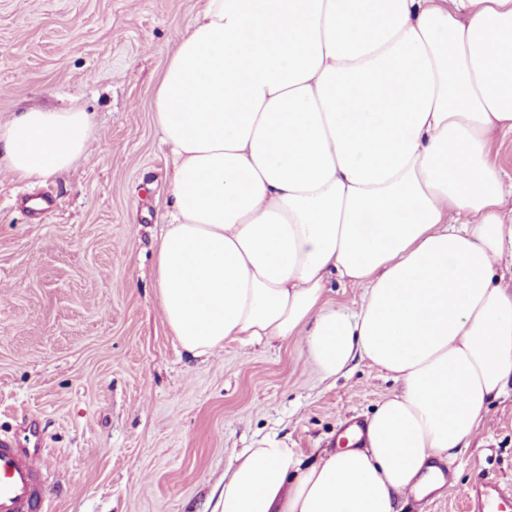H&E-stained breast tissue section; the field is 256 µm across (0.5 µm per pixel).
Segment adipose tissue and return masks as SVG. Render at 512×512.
<instances>
[{
  "label": "adipose tissue",
  "mask_w": 512,
  "mask_h": 512,
  "mask_svg": "<svg viewBox=\"0 0 512 512\" xmlns=\"http://www.w3.org/2000/svg\"><path fill=\"white\" fill-rule=\"evenodd\" d=\"M154 120L173 159L156 250L182 349L302 337L324 377L399 384L366 445L304 463L266 442L213 512H395L512 388V207L490 156L512 135V0H206ZM96 134L79 101L0 123V169L47 179ZM364 291L328 307L330 279Z\"/></svg>",
  "instance_id": "adipose-tissue-1"
}]
</instances>
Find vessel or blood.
Listing matches in <instances>:
<instances>
[{"mask_svg":"<svg viewBox=\"0 0 512 512\" xmlns=\"http://www.w3.org/2000/svg\"><path fill=\"white\" fill-rule=\"evenodd\" d=\"M365 436V423L352 420L340 428L339 444L359 448ZM43 446L42 431L32 425L0 436V512H43ZM474 509L475 512H512V485H498L493 492L478 496Z\"/></svg>","mask_w":512,"mask_h":512,"instance_id":"b4317fda","label":"vessel or blood"}]
</instances>
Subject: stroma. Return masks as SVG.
Returning <instances> with one entry per match:
<instances>
[{
  "instance_id": "obj_1",
  "label": "stroma",
  "mask_w": 512,
  "mask_h": 512,
  "mask_svg": "<svg viewBox=\"0 0 512 512\" xmlns=\"http://www.w3.org/2000/svg\"><path fill=\"white\" fill-rule=\"evenodd\" d=\"M205 0H0V122L76 98L89 160L44 181L0 170V433L36 419L49 512H212L224 471L270 439L332 450L397 382L354 360L323 378L300 338L188 356L155 288L172 161L153 121L169 57ZM432 502L470 512L512 484V395L492 401Z\"/></svg>"
}]
</instances>
